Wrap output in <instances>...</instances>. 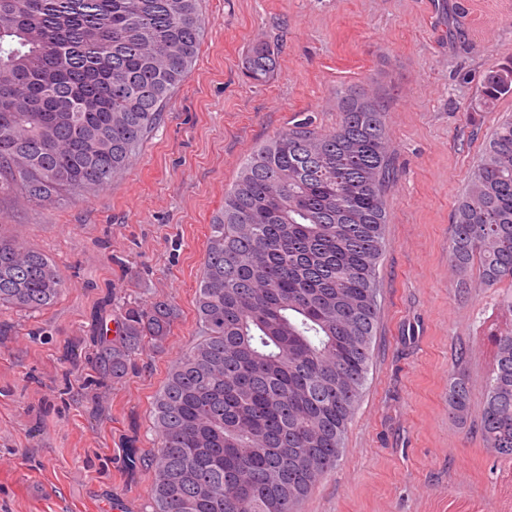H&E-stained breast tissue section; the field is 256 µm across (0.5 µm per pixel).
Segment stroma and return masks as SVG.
<instances>
[{"mask_svg":"<svg viewBox=\"0 0 512 512\" xmlns=\"http://www.w3.org/2000/svg\"><path fill=\"white\" fill-rule=\"evenodd\" d=\"M206 34L183 86L118 181L44 210L0 195V231L59 266L65 292L44 311L0 308V512H152L145 459L152 401L170 363L199 339L195 291L208 226L242 160L280 130L340 120L336 92L363 87L387 108L392 147L388 247L367 388L336 469L299 512H512V461L486 448L477 421L448 417L464 370L472 408L494 364L490 338L512 323L471 270L459 292L448 266L458 199L512 96L471 103L488 68L512 58V0H201ZM277 53L266 84L242 63ZM173 300L163 350L138 355L94 415L88 366L60 363L85 314L110 288ZM467 348L458 361L459 348ZM275 52L267 43L256 44L247 57L244 74L254 84L262 85L269 82L276 71Z\"/></svg>","mask_w":512,"mask_h":512,"instance_id":"35a3bbf8","label":"stroma"}]
</instances>
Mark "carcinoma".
Masks as SVG:
<instances>
[{
	"label": "carcinoma",
	"mask_w": 512,
	"mask_h": 512,
	"mask_svg": "<svg viewBox=\"0 0 512 512\" xmlns=\"http://www.w3.org/2000/svg\"><path fill=\"white\" fill-rule=\"evenodd\" d=\"M205 32L200 0H0V192L45 208L120 178L182 86ZM270 45L244 66L276 71ZM512 95V61L486 71L473 110ZM328 132L300 123L253 149L214 216L196 291L200 341L171 363L152 405V512H297L343 455L368 380L386 250V108L336 93ZM512 282V117L485 145L454 213L448 264L470 287ZM64 292L59 267L0 235V306L36 313ZM177 306L104 293L60 350L92 356L94 413L145 344L165 347ZM478 413L484 446L512 460V324ZM465 373L448 416L472 418Z\"/></svg>",
	"instance_id": "carcinoma-1"
}]
</instances>
